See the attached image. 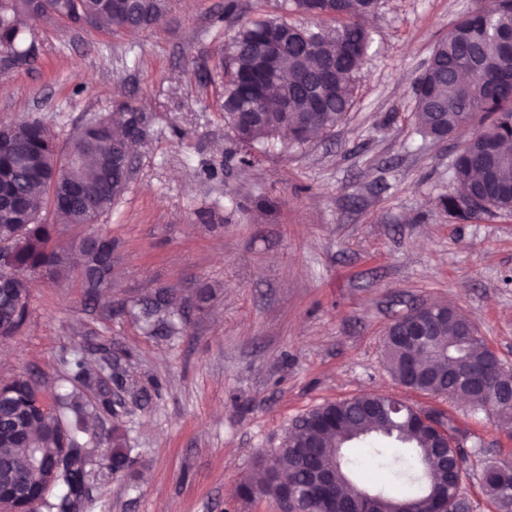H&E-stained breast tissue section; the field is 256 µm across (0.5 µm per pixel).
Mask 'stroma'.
Here are the masks:
<instances>
[{
	"label": "stroma",
	"instance_id": "obj_1",
	"mask_svg": "<svg viewBox=\"0 0 512 512\" xmlns=\"http://www.w3.org/2000/svg\"><path fill=\"white\" fill-rule=\"evenodd\" d=\"M168 0L135 34L33 19L34 63L0 61V125L40 118L58 145L126 103L151 117L131 179L97 224L112 240V302L79 277L34 276L21 330L0 338V380L23 374L53 394L61 359L85 349L112 367L84 388L93 427L119 432L131 467L87 466L78 512H278L240 482L292 422L367 392L445 412L456 426L473 512L486 464L512 456V428L460 401L398 385L384 340L423 303L456 308L512 365V218L462 222L439 196L455 141L422 137L413 85L434 45L476 0H378L355 102L331 133L275 146L253 166L224 122L221 79L207 80L242 21L276 0ZM179 291L165 324L136 306Z\"/></svg>",
	"mask_w": 512,
	"mask_h": 512
}]
</instances>
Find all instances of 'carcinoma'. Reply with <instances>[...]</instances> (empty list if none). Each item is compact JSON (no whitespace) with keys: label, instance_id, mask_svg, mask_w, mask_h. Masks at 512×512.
<instances>
[{"label":"carcinoma","instance_id":"obj_1","mask_svg":"<svg viewBox=\"0 0 512 512\" xmlns=\"http://www.w3.org/2000/svg\"><path fill=\"white\" fill-rule=\"evenodd\" d=\"M378 0H283L280 7L297 17H259L242 24L231 38L228 62L224 69V96L221 105L224 121L236 141L247 148L240 163L248 166L254 152L270 142L283 139L288 144L304 145L319 131L329 132L347 116L356 82L369 49V16ZM166 7V0H138L121 21L112 18V0H0V53L7 58H23L29 50L21 48L23 19L75 14L94 17L91 25L105 20L116 30L148 28ZM312 19L326 31L311 33L300 20ZM512 0H480L477 8L456 20L448 35L435 45L424 72L414 84V122L418 132L435 140L454 136L465 128L468 137L458 142L451 168L454 191L439 199V205L460 221H477L496 214L512 217ZM336 64L333 86L324 95L319 112L312 108L314 77L328 62ZM138 109L120 105L107 115L89 121L72 135L63 151L57 150L49 125L34 118L18 125H1L0 135L19 148L20 164L0 163V195L11 205L0 206L1 243L10 242L6 255H0V285L22 303L17 311L10 302L0 300V337L16 334L26 320L29 293L26 280L39 274L52 280L70 272V251L79 249V270L83 287L99 295L112 287L110 276L101 273L99 257L82 249L83 242L99 232L93 230L76 245L57 242L65 224L91 225L111 208L128 177L112 170L116 153L129 151L132 143H145L150 131L133 134ZM78 158V163L54 179L55 160L60 155ZM85 188L83 205L66 207L61 199L68 184ZM51 202L59 223L40 218L46 202ZM442 304H422L413 317H431L440 336L433 350L411 355L413 346L392 326L385 338V359L401 385L428 392L435 381H448V397L469 405L474 411L486 410L483 392L457 381V372L470 367L481 382L497 390L512 384V369L497 366L494 354L484 339L476 336L462 341L459 336L469 325L459 313L448 308L440 316ZM71 379L83 385L91 382L87 359L81 352L64 360ZM38 386L19 375L0 381V415L25 418V436L18 439L9 426L0 427V457L14 470L28 475L30 448H40L47 456L71 454L64 464L63 481L78 500L83 496L86 447L82 436L96 418L98 407L84 399L73 387L53 397L52 405L36 406ZM379 402L375 393L319 406L295 421L283 442L260 455V478L240 485L245 500L275 499L290 487L311 481L313 471L336 470V498L357 508L361 490L353 479L359 467L347 454L354 442L373 448L384 458L396 484L375 491L379 512H390L399 501L407 512H425L424 498L448 492L452 506L456 484L468 473L456 474L450 481L434 448L436 433L429 427H416L410 419L415 408L406 404L402 413L385 420L367 417L363 410ZM383 438L391 446L375 447ZM110 469L127 468L128 449L123 438L114 434L99 440ZM484 494L499 512H512V470L485 469L481 474Z\"/></svg>","mask_w":512,"mask_h":512}]
</instances>
